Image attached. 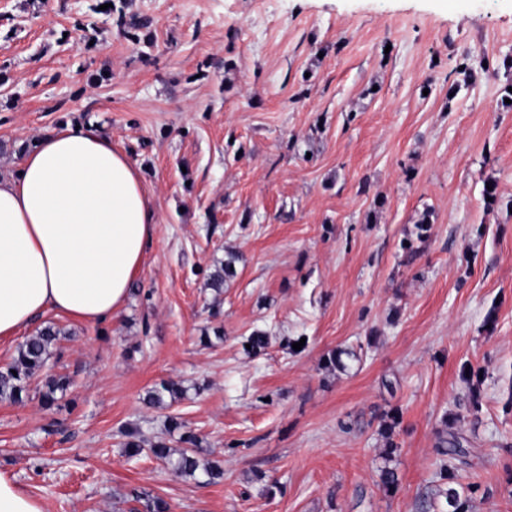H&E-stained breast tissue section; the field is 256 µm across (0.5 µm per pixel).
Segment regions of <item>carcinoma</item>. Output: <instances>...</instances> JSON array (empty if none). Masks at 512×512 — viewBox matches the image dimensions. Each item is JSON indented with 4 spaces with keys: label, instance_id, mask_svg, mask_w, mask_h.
<instances>
[{
    "label": "carcinoma",
    "instance_id": "obj_1",
    "mask_svg": "<svg viewBox=\"0 0 512 512\" xmlns=\"http://www.w3.org/2000/svg\"><path fill=\"white\" fill-rule=\"evenodd\" d=\"M149 21L135 14L126 16L120 14L119 25L123 27L124 34L133 42L139 41L136 31L148 26ZM235 256L224 262V267L216 270L210 276V286L216 290L224 287V282L235 276L233 263ZM61 335V330L51 326L39 330L35 335L28 337L22 343L17 356L5 369L0 370V399L11 402H22L29 397L31 381L42 378L40 397L42 405L50 408L66 395L70 387V380L66 376L50 374L47 372L48 362L52 356V346ZM184 394V388L175 382H163L160 386L149 390L144 401L151 407L165 405V399L175 402ZM167 432H179V442L182 448L174 450L169 440L159 438L145 446V440L137 427H128L121 432L123 437L122 448L129 457H137L143 451H149L153 456L168 462L172 469L181 476H195L201 474L205 477L204 483L216 484L224 477L223 470L202 461L197 454L196 436L185 429V424L174 416L167 418ZM465 438L452 430L439 435L437 455L439 456V478L453 481L459 471L466 465L467 450L464 447ZM444 498V512H468V500L461 497L457 489L448 487L438 491ZM136 501L144 502V512H169L168 503L147 493L136 495Z\"/></svg>",
    "mask_w": 512,
    "mask_h": 512
}]
</instances>
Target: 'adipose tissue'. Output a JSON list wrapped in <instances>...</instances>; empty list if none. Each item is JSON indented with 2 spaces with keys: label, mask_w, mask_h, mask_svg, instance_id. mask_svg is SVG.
<instances>
[{
  "label": "adipose tissue",
  "mask_w": 512,
  "mask_h": 512,
  "mask_svg": "<svg viewBox=\"0 0 512 512\" xmlns=\"http://www.w3.org/2000/svg\"><path fill=\"white\" fill-rule=\"evenodd\" d=\"M159 221L151 191L111 138L68 123L0 175V338L54 311L117 317Z\"/></svg>",
  "instance_id": "obj_1"
}]
</instances>
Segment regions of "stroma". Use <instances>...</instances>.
<instances>
[{
    "label": "stroma",
    "mask_w": 512,
    "mask_h": 512,
    "mask_svg": "<svg viewBox=\"0 0 512 512\" xmlns=\"http://www.w3.org/2000/svg\"><path fill=\"white\" fill-rule=\"evenodd\" d=\"M98 2L0 0V173L90 124L161 222L116 319L0 339L3 367L60 328L72 381L49 409L0 400V470L45 512H138L135 489L171 512H438L452 413L470 512H512V0H126L140 43ZM171 380L185 397L147 406ZM171 412L219 483L122 456L123 428L151 442ZM465 438L452 430L439 435L437 455L439 456V470L437 474L441 480L452 481L457 478L459 471L466 465L467 450L464 447Z\"/></svg>",
    "instance_id": "1"
}]
</instances>
